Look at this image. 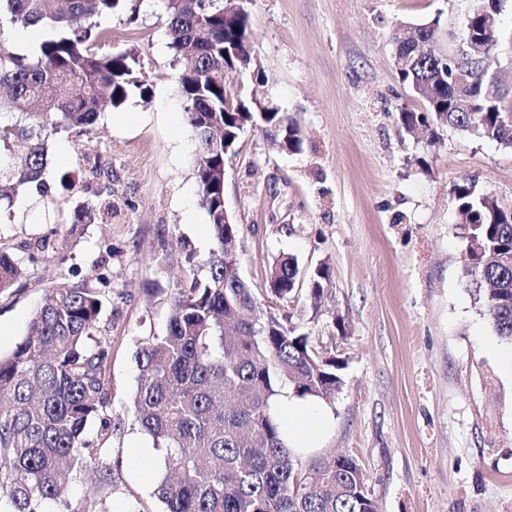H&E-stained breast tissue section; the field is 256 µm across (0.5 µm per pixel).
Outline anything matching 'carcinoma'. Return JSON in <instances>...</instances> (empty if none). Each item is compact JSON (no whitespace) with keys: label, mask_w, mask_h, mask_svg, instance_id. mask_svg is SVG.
Returning a JSON list of instances; mask_svg holds the SVG:
<instances>
[{"label":"carcinoma","mask_w":512,"mask_h":512,"mask_svg":"<svg viewBox=\"0 0 512 512\" xmlns=\"http://www.w3.org/2000/svg\"><path fill=\"white\" fill-rule=\"evenodd\" d=\"M124 0H0V13L40 25L47 35L31 59L0 52V112L27 120L0 123V143L24 158L14 174L18 185L35 182L47 164L48 131L90 132L98 114L117 108L138 90H147L146 72L128 53H106L109 37L99 19L123 7ZM170 48L182 68L177 89L196 144L195 173L200 201L215 246L207 259L189 268L176 289L163 335L145 338L134 359L138 380L132 395L133 418L156 447L165 450V473L154 495L163 512H376L365 476L352 458L340 455L316 471L308 483L296 473L294 456L282 438L273 404L284 384L299 397L327 401L341 389L342 365L320 355L299 327L267 317L249 284L225 262L224 154H234L243 131L260 127L271 146L288 154L302 151L299 127L278 110L259 112L241 92L224 89V43L236 44L233 62L251 66L254 44L249 14L224 22L217 0H166ZM419 41L443 31L441 14L418 24ZM483 34L473 11L465 30L448 40ZM487 65L470 64L464 92L472 111L455 109L450 85L463 58L441 62L422 50L399 72L411 92L433 85L420 106L403 107L401 130L421 127L429 142L447 126L463 135L512 147V114L491 92L488 76L498 35ZM454 199L464 221L467 271L487 286L486 316L496 335L512 342V210L495 197L463 183ZM98 217L112 219V187H101ZM298 260L282 255L269 269L271 291L281 299L300 292ZM16 260L0 249V295L19 282ZM329 272L318 269L307 296L320 303ZM104 278L80 279L48 288L27 334L12 352L0 356V512H44L53 501L71 512L62 492L84 471L101 489L112 484L111 344L102 337ZM98 421L96 436L87 427Z\"/></svg>","instance_id":"cac0c4a2"}]
</instances>
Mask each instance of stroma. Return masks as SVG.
Returning a JSON list of instances; mask_svg holds the SVG:
<instances>
[{
    "label": "stroma",
    "instance_id": "obj_1",
    "mask_svg": "<svg viewBox=\"0 0 512 512\" xmlns=\"http://www.w3.org/2000/svg\"><path fill=\"white\" fill-rule=\"evenodd\" d=\"M478 0H250L265 90L304 136L300 153L273 149L247 130L226 158L224 203L239 228L241 272L259 300L283 254L299 277L330 272L319 306L277 302L309 343L343 366L341 391L325 404L331 431L299 455L302 475L332 456L360 466L377 512H512V344L496 336L485 292L465 272L466 242L452 190L469 182L512 209V149L443 129L437 143L401 132L392 42L400 22L441 14L461 31ZM107 48L130 51L148 74L99 114L90 133H49L42 184L0 200V247L18 259L21 287L0 296V354L25 336L52 285L106 275L103 326L111 343L114 427L106 512H162L153 495L162 452L134 423L130 395L140 341L166 330L183 281L185 239L205 260L214 242L200 202L196 146L176 91L181 68L169 47L164 0H125L101 18ZM503 103L512 111V0H504L496 49ZM112 174L111 223L77 221L100 184L85 155ZM71 185H62L61 173ZM53 235L29 262L25 242Z\"/></svg>",
    "mask_w": 512,
    "mask_h": 512
}]
</instances>
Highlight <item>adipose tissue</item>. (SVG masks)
<instances>
[{"label": "adipose tissue", "instance_id": "1", "mask_svg": "<svg viewBox=\"0 0 512 512\" xmlns=\"http://www.w3.org/2000/svg\"><path fill=\"white\" fill-rule=\"evenodd\" d=\"M273 410L283 438L297 454L317 447L332 426L330 414L317 402L307 398L280 396Z\"/></svg>", "mask_w": 512, "mask_h": 512}]
</instances>
